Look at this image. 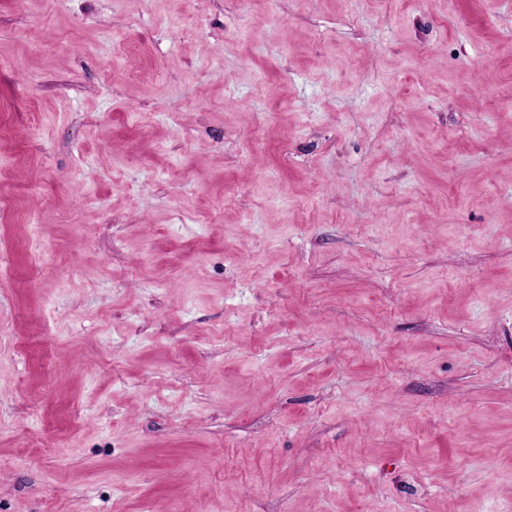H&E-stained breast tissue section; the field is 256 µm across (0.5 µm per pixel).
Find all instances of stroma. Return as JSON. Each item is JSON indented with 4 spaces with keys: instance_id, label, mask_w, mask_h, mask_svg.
Masks as SVG:
<instances>
[{
    "instance_id": "obj_1",
    "label": "stroma",
    "mask_w": 512,
    "mask_h": 512,
    "mask_svg": "<svg viewBox=\"0 0 512 512\" xmlns=\"http://www.w3.org/2000/svg\"><path fill=\"white\" fill-rule=\"evenodd\" d=\"M0 512H512V0H0Z\"/></svg>"
}]
</instances>
